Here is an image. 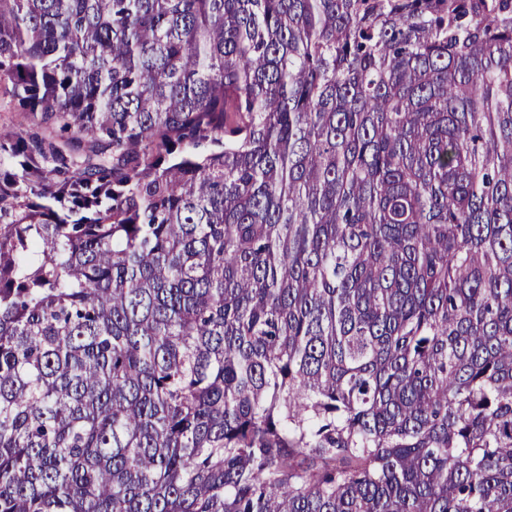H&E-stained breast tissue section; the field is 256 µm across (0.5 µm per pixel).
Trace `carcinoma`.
I'll return each instance as SVG.
<instances>
[{"mask_svg":"<svg viewBox=\"0 0 512 512\" xmlns=\"http://www.w3.org/2000/svg\"><path fill=\"white\" fill-rule=\"evenodd\" d=\"M0 512H512V0H0Z\"/></svg>","mask_w":512,"mask_h":512,"instance_id":"cac0c4a2","label":"carcinoma"}]
</instances>
